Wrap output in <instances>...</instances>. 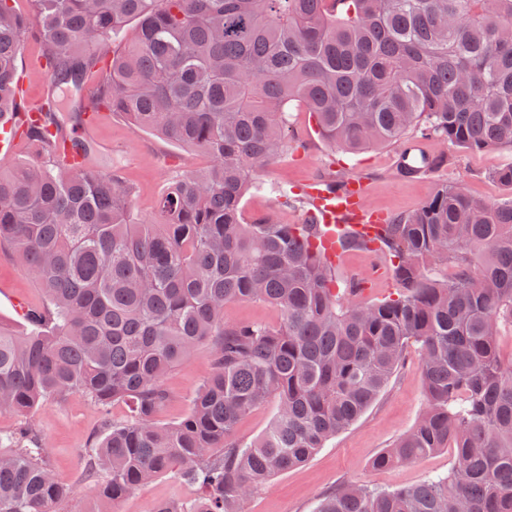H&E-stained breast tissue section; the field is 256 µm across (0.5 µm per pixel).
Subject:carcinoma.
Wrapping results in <instances>:
<instances>
[{"instance_id":"obj_1","label":"carcinoma","mask_w":512,"mask_h":512,"mask_svg":"<svg viewBox=\"0 0 512 512\" xmlns=\"http://www.w3.org/2000/svg\"><path fill=\"white\" fill-rule=\"evenodd\" d=\"M51 81L82 89L101 59L92 105L201 152L210 164L174 181L159 221L133 220L116 172L63 168L49 120L25 137L39 163L0 167V244L34 275L45 303L18 330L0 321V408L24 414L82 393L124 400L131 419L85 449L118 501L176 472L201 495L152 512H245L270 478L310 460L373 404L418 347L427 407L373 460L404 465L453 450L445 476L372 489L344 483L316 512H512V198L438 189L382 225L396 296L354 301L308 243L312 225L243 221L253 172L302 142L298 102L329 144L356 153L422 129L469 150L512 147V0H31ZM137 25L123 51L112 34ZM29 22L0 0V124L17 111V62ZM444 262L454 277H440ZM255 301L276 326L224 321ZM214 368L181 421L156 420L163 376L204 340ZM255 440L238 423L269 398ZM67 495L42 437L0 432V512H60Z\"/></svg>"}]
</instances>
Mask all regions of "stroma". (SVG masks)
Listing matches in <instances>:
<instances>
[{
  "label": "stroma",
  "instance_id": "stroma-1",
  "mask_svg": "<svg viewBox=\"0 0 512 512\" xmlns=\"http://www.w3.org/2000/svg\"><path fill=\"white\" fill-rule=\"evenodd\" d=\"M289 129L303 141V149L257 169L254 179L259 189L247 193L241 202L245 220L273 216L283 224H301L308 206L302 202L278 203L275 187L288 190L304 187L330 169L362 175L368 182V203L395 218L409 213L444 185L462 183L476 200L492 202L512 197V189L493 177L496 170L512 164V148L469 151L436 138L426 139L429 151L444 155V165L423 179H405L396 174L397 145H383L351 154L330 147L319 135L312 115L299 104L288 108ZM97 151L85 164L88 169L106 172L117 167L122 177L135 189L134 212L139 221L158 218L157 200L176 176L208 166V159L197 152L167 142L131 124L120 114L106 110L92 134ZM381 265V276L370 277L374 265ZM388 259H376L363 249L343 253L336 267L338 280L365 279L359 299L379 301L391 296L396 288ZM30 306L43 301L37 281L18 268L11 250L0 245V320L20 324L17 302ZM214 347L200 345L182 363L162 379L169 394L157 419L162 423L181 420L190 410L199 388L213 369ZM426 406L424 382L416 346H409L405 360L378 399L348 429L329 440L324 448L305 464L271 478L258 490L249 512H314L320 499L343 482L371 488L393 489L414 485L434 475L447 474L453 454L443 450L414 463L377 468L373 460L395 440L410 431ZM123 420L129 416L126 402L116 401L100 409L78 393L44 402L26 418L12 410H0V430L16 428L20 421L38 430L43 438L54 477L67 488L62 512H93L96 487L85 469L82 450L98 433L102 417ZM199 492L178 475L166 473L150 485L135 490L112 505V512H152L160 501L189 502Z\"/></svg>",
  "mask_w": 512,
  "mask_h": 512
}]
</instances>
